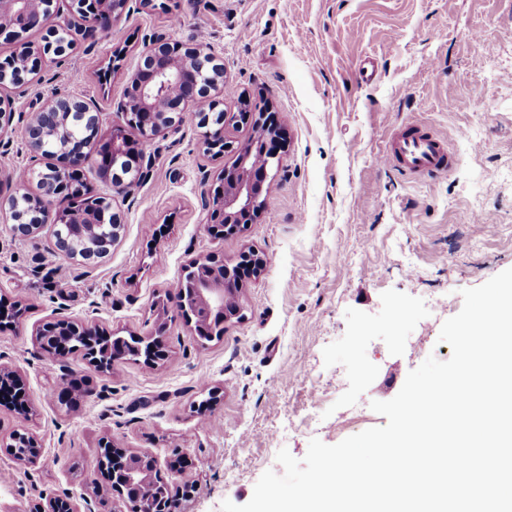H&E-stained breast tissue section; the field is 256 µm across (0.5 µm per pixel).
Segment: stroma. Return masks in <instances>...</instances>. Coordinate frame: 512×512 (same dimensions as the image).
Listing matches in <instances>:
<instances>
[{
  "label": "stroma",
  "instance_id": "1",
  "mask_svg": "<svg viewBox=\"0 0 512 512\" xmlns=\"http://www.w3.org/2000/svg\"><path fill=\"white\" fill-rule=\"evenodd\" d=\"M129 0L108 33L77 38L38 75L8 87L5 175L38 172L25 127L51 96L97 104L100 133L124 122L120 105L144 46L161 39L206 44L224 65V112L270 109L285 138L263 191L261 217L243 234L209 235L208 193L237 157L213 156L188 118L139 142L150 165L112 208L120 233L104 257L57 255L51 226L37 239L0 212V297L19 302L16 327L0 330V368L24 378L30 411L0 406V512H29L55 493L91 497L96 512L125 504L103 477L100 444L146 453L171 490L190 487L183 512L247 503L261 475L282 473L276 455L304 459L312 439L334 445L386 425L372 401L392 399L428 356L450 358L443 322L461 292L512 268V0ZM123 51L110 82L96 73ZM374 60L373 77L362 61ZM438 131L452 171L412 175L381 165L391 132ZM263 263L244 281L242 316L199 342L176 310L166 316L163 360L91 367L40 350L35 334L59 316L121 336L148 335L151 304L183 268L209 254ZM437 298L438 308L428 301ZM72 384L69 404L55 389ZM209 401L206 417L197 407ZM319 423L306 426L312 402ZM25 429L44 448L38 464L10 455Z\"/></svg>",
  "mask_w": 512,
  "mask_h": 512
}]
</instances>
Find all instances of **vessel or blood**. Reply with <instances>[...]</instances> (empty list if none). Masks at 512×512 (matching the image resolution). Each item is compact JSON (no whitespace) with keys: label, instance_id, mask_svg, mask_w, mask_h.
Wrapping results in <instances>:
<instances>
[{"label":"vessel or blood","instance_id":"obj_1","mask_svg":"<svg viewBox=\"0 0 512 512\" xmlns=\"http://www.w3.org/2000/svg\"><path fill=\"white\" fill-rule=\"evenodd\" d=\"M381 160L413 174L444 173L454 165L444 138L414 125L391 135Z\"/></svg>","mask_w":512,"mask_h":512}]
</instances>
